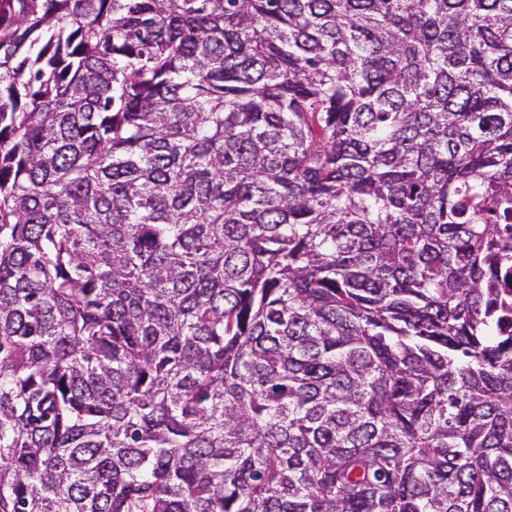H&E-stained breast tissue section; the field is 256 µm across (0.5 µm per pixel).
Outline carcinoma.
<instances>
[{
  "mask_svg": "<svg viewBox=\"0 0 512 512\" xmlns=\"http://www.w3.org/2000/svg\"><path fill=\"white\" fill-rule=\"evenodd\" d=\"M0 512H512V0H0Z\"/></svg>",
  "mask_w": 512,
  "mask_h": 512,
  "instance_id": "1",
  "label": "carcinoma"
}]
</instances>
